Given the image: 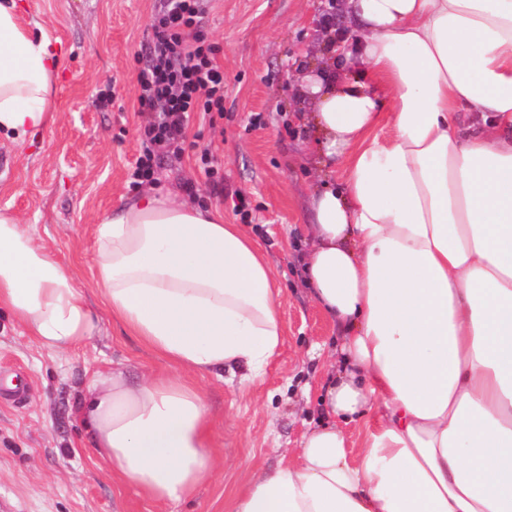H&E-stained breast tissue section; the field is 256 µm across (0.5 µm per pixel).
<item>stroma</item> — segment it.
Masks as SVG:
<instances>
[{"instance_id": "obj_1", "label": "stroma", "mask_w": 512, "mask_h": 512, "mask_svg": "<svg viewBox=\"0 0 512 512\" xmlns=\"http://www.w3.org/2000/svg\"><path fill=\"white\" fill-rule=\"evenodd\" d=\"M22 18L60 59L53 125L24 143L0 137V206L11 205L37 244L68 265L97 331L61 354L41 348L0 309V512H227L234 490L288 462L324 411L321 384L335 330L309 297L301 264L312 157L295 118L293 77L318 61L316 42L343 21L329 0H208L207 42L224 71V113L190 123L181 158L162 159L154 186L172 200L215 208L244 224L282 290L284 334L253 380L196 377L213 417L215 472L194 495L156 504L113 479L79 413L89 379L131 376L166 362L113 321L92 283L99 220L139 194L137 73L161 0H23ZM220 168L206 176L197 158ZM196 186L194 195L183 188ZM249 217L235 215L237 196Z\"/></svg>"}]
</instances>
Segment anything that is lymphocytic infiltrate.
I'll use <instances>...</instances> for the list:
<instances>
[{
	"label": "lymphocytic infiltrate",
	"mask_w": 512,
	"mask_h": 512,
	"mask_svg": "<svg viewBox=\"0 0 512 512\" xmlns=\"http://www.w3.org/2000/svg\"><path fill=\"white\" fill-rule=\"evenodd\" d=\"M204 13V0H162L148 60L137 75L139 110L148 119L132 187L151 181L155 160L185 144L193 114L224 110V72L205 43Z\"/></svg>",
	"instance_id": "f902f5d3"
}]
</instances>
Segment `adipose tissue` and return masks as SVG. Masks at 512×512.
Instances as JSON below:
<instances>
[{
	"mask_svg": "<svg viewBox=\"0 0 512 512\" xmlns=\"http://www.w3.org/2000/svg\"><path fill=\"white\" fill-rule=\"evenodd\" d=\"M343 14L321 64L294 76L318 170L341 175L309 196L303 259L338 331L329 419L229 512H512V0H345ZM57 69L17 0H0V135L54 122ZM96 232V292L173 372L97 376L82 415L114 478L177 503L214 468L191 378L259 376L280 291L216 209L147 191ZM0 305L51 353L96 328L70 268L6 206Z\"/></svg>",
	"mask_w": 512,
	"mask_h": 512,
	"instance_id": "ef3b65f1",
	"label": "adipose tissue"
}]
</instances>
